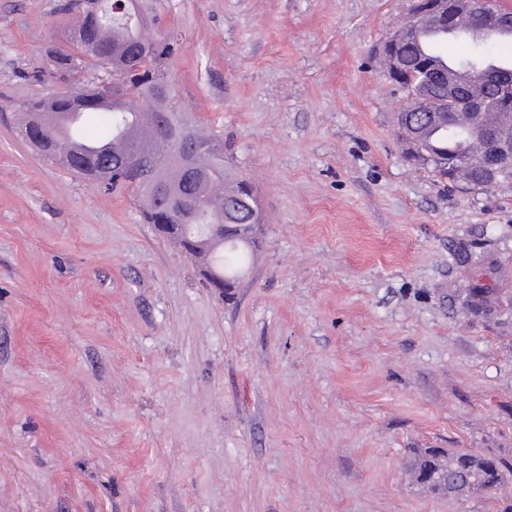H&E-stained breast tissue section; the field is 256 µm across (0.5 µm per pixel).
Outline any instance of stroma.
I'll use <instances>...</instances> for the list:
<instances>
[{"mask_svg":"<svg viewBox=\"0 0 512 512\" xmlns=\"http://www.w3.org/2000/svg\"><path fill=\"white\" fill-rule=\"evenodd\" d=\"M64 2L0 0V512H494L409 483L415 448L512 463V182L409 159L379 49L412 0H160L263 208L229 300L19 135Z\"/></svg>","mask_w":512,"mask_h":512,"instance_id":"obj_1","label":"stroma"}]
</instances>
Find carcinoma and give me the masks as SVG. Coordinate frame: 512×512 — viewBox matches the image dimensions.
<instances>
[{"mask_svg": "<svg viewBox=\"0 0 512 512\" xmlns=\"http://www.w3.org/2000/svg\"><path fill=\"white\" fill-rule=\"evenodd\" d=\"M504 7L491 0H482L480 6L472 11L470 23L480 29L484 25V13ZM158 21V15L152 13L148 0H94L86 5L85 20L65 33L63 45L48 50L50 60L62 82L76 86L69 90L79 96L72 101L57 93L47 99L35 98L22 106L20 123H25L33 115L43 116L52 111L65 116L70 107H81L88 113V120L65 132V121L52 128L56 134L55 142L60 146L59 153H82L98 160L102 157L112 161V167L118 170L117 176L107 180L112 186H120L130 191L142 208L144 221H149L156 203L146 187L130 186L120 173L129 159L140 153L149 159L153 175L150 181L157 187L169 183L181 184L182 193L194 192L189 185L183 184L179 161L168 149L167 144H175L178 137L189 129L191 123L184 118L183 111L173 102L172 95L159 96V80H168L167 60L177 51L178 41L173 35H153L149 24ZM485 40L461 39L457 41L454 58L461 67L471 73L480 67L493 71L491 63L499 59L484 50ZM408 52V65L398 75L391 76L397 86L404 89L410 102L398 117L399 129L406 141L418 140L424 143L430 159L424 165L432 168L440 177H448V155L459 162L469 164L472 160L467 141L475 137V127L468 128L463 135L452 131V122L457 113L441 93L432 74L424 73L420 65L428 59L436 58L424 52L418 44ZM124 80L131 92L120 98L108 99L101 92L102 84L115 80ZM426 90L430 107L442 113L441 121L435 124L421 125L407 120L408 113L418 105V93ZM480 93L487 101L488 109L497 112L501 121L498 129L512 135V112L500 86L493 79H485L480 84ZM156 114V119L166 123L170 135L169 142L157 138V130L147 136H141L140 119L144 113ZM194 136L206 144V148L196 154V164L201 183L195 202L185 208L176 224H245L249 214L245 208L234 202L227 207H217L212 203L210 190L224 185L233 179V175L224 160V141L201 134ZM235 180V179H233ZM240 183V180H235ZM252 253L243 245L229 244L218 248L210 256L217 270L229 276H236L249 263ZM491 468L477 470L462 459L459 452L444 448L433 453L424 448L414 455L411 480L418 481L420 476L431 472L435 479L427 492L443 496L441 483L446 480L463 488L462 499L483 492L490 493L498 489L512 476V466L494 455L483 456Z\"/></svg>", "mask_w": 512, "mask_h": 512, "instance_id": "obj_1", "label": "carcinoma"}]
</instances>
